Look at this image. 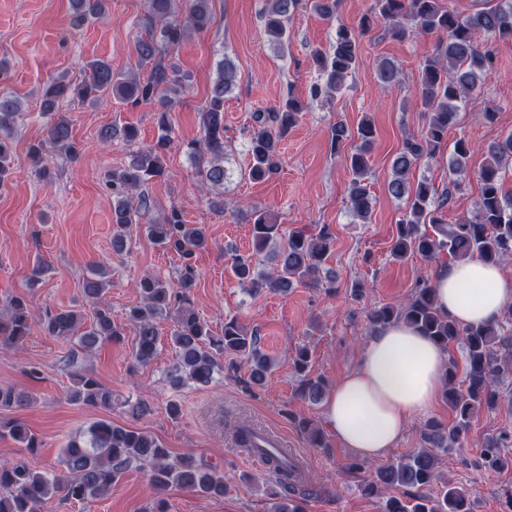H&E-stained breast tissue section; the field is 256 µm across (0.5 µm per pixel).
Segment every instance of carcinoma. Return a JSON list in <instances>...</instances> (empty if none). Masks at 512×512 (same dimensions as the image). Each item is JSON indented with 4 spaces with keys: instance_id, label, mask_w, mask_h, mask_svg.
<instances>
[{
    "instance_id": "1",
    "label": "carcinoma",
    "mask_w": 512,
    "mask_h": 512,
    "mask_svg": "<svg viewBox=\"0 0 512 512\" xmlns=\"http://www.w3.org/2000/svg\"><path fill=\"white\" fill-rule=\"evenodd\" d=\"M211 0H188L185 12H179L176 0H145L142 18L145 35L136 44L137 66L148 70L142 78L135 72L115 74L111 65L102 59L87 64L88 74L79 81L58 76L48 80L41 93V114L50 118L45 139L30 143L27 156L31 165L43 166L46 147L71 159L80 149L73 141L72 124L59 112L60 103L77 100L97 104L104 95L126 104L156 100L158 137L152 145L133 153L124 168L112 170L108 187L114 203L113 218L121 231L113 238L114 246L124 247V235L132 223L129 193L139 190L165 173L163 156L172 144L169 120L170 101L166 93L180 87L184 74L164 58V47L184 41L187 30H206L212 22ZM302 0H265L264 32L268 41L283 50L288 47V22L297 12ZM73 20L84 25L103 15L109 0H70ZM390 22L392 35L402 36L405 25L425 34L435 35L438 44L435 54L422 64L416 90V105L426 118V129L421 138H408L391 163L386 181L390 196L405 201L403 218L397 224L396 236L390 249L391 256L402 261L414 254L433 258L448 252L449 259L464 261L477 258L488 264H499L512 258V192L505 190L503 175L512 165V133L483 148L484 162L477 177L480 195L473 218L454 224L443 223L441 211L449 197L435 201L436 190L431 183L409 181L413 167L432 160L448 145V129L453 126L461 104L478 87V76L495 62L492 48L485 38L512 39V0H495L490 7L462 17L440 0H374L372 11L364 15L358 29L341 26L329 51L313 54V64L320 78L309 87L312 97L331 96L343 89L346 79L354 71L360 51L359 33L371 30L380 21ZM399 68L390 60L381 61L378 80L385 86L400 82ZM237 78L235 63L224 57L217 80L210 89V98L200 113L205 140L189 144L188 153L202 167L205 188L210 191L224 185V99L231 92ZM303 105L290 97L273 112H258L249 135V174L263 180L278 168L279 145L296 126ZM21 102L7 91H0V185L11 174L14 132L21 115ZM120 137L128 143L137 141L132 126L118 129L103 126L98 139L103 144ZM374 137V126L368 119L357 126L359 147L346 157L352 172L349 191L351 212L360 220L370 219L373 198L366 183L369 171L368 146ZM474 153L472 144L461 137L451 144L449 170L460 172ZM252 216V254L237 256L231 271L238 284L250 293L264 290L282 295L306 285L322 287L331 292L336 280L326 276L319 279V269L327 258L333 234L326 225L313 233L295 228L288 233V242L278 251L279 263L272 271H258L253 256L278 244L281 225L265 210L254 209ZM147 236L160 247L190 258L208 248L209 239L203 228L188 224L182 213L171 210L160 224L146 225ZM99 270L85 280L84 293L97 305L93 320L79 330L82 316L61 311L41 321L43 329L58 337L78 336L80 345L91 349L102 342H119L124 334L113 322L108 308L103 306V282ZM195 281V272L186 266L178 285L158 278L146 277L139 283L143 304L129 310L128 320L135 328L134 359L149 363L157 354L161 339L156 320L168 310L178 313L170 332V342L178 352V362L170 375L176 387L187 384L207 385L218 369L217 358L222 356L230 368L243 359L249 365V387L263 385L269 373L271 359L262 352L253 331L236 318L224 320L222 335L215 336L208 324L193 311L188 293ZM36 312L25 297L14 298L6 311L0 312V344L14 345L28 339L36 324ZM373 330L390 323H403L432 337L443 349L457 345L464 356V380L457 383V363L449 359L443 396L454 414V424L444 426L434 420L424 425L427 447L419 448L399 458L374 467L364 491L372 494L387 491L396 485L422 489L431 486L439 477L440 459L452 455L461 447L465 431L481 410H492L499 404L501 394L496 385L512 378V308L505 311L496 323L462 325L451 320L439 308L436 291L429 278L417 279L410 298L398 305H383L366 314ZM311 351L302 346L292 355V365L300 377L299 396L315 405L325 395V383L309 374ZM69 399L91 407L112 408V391L96 379L79 375ZM29 395L16 388L0 385V406L25 408ZM297 427L304 431L317 448H329L322 429L302 417ZM239 447L255 449V432L245 425L232 427ZM9 435L21 444V449L36 453L38 437L22 420L0 418V437ZM512 434L503 432L486 440L479 449L481 467L497 472L512 467ZM268 470L276 478L283 502L273 512H298L294 496L305 493L297 482L300 465L278 448L263 450ZM59 472H44L33 468L25 460L0 463V512H36L38 505L56 493L69 500L85 502L112 493L123 470L133 464L149 468L150 483L158 495L153 512H167L163 495L171 488L195 493L222 495L228 489L224 473L205 464L190 454L174 455L153 435L137 428L122 427L108 419L92 422L86 433L71 438L63 448ZM383 512H473L470 495L454 483L444 482L439 495H420L414 500L393 495L383 500Z\"/></svg>"
}]
</instances>
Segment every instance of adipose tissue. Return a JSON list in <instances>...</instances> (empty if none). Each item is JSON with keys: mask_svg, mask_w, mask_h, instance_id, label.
<instances>
[{"mask_svg": "<svg viewBox=\"0 0 512 512\" xmlns=\"http://www.w3.org/2000/svg\"><path fill=\"white\" fill-rule=\"evenodd\" d=\"M438 304L462 324L493 323L512 307V276L500 266L462 261L433 277ZM448 358L435 342L407 325L376 330L356 370L327 394V427L365 459L382 457L403 438L409 422L427 415L441 395Z\"/></svg>", "mask_w": 512, "mask_h": 512, "instance_id": "1", "label": "adipose tissue"}]
</instances>
